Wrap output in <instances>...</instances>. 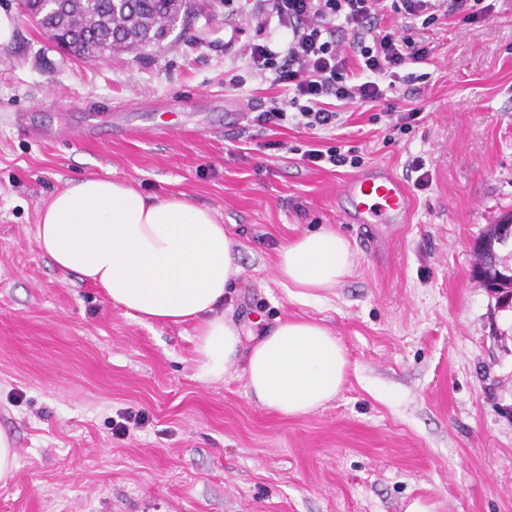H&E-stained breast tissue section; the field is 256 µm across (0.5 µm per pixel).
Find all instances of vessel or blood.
<instances>
[{
  "mask_svg": "<svg viewBox=\"0 0 512 512\" xmlns=\"http://www.w3.org/2000/svg\"><path fill=\"white\" fill-rule=\"evenodd\" d=\"M349 203L342 214L348 224L407 223L412 198L404 183L390 170L380 167L349 176L339 187Z\"/></svg>",
  "mask_w": 512,
  "mask_h": 512,
  "instance_id": "obj_1",
  "label": "vessel or blood"
}]
</instances>
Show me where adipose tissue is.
<instances>
[{
  "mask_svg": "<svg viewBox=\"0 0 512 512\" xmlns=\"http://www.w3.org/2000/svg\"><path fill=\"white\" fill-rule=\"evenodd\" d=\"M37 242L57 270L100 288L140 322L193 324L205 377L223 378L244 359L249 393L280 415L323 407L347 380L345 347L314 320L279 323L243 350L240 328L219 313L242 272L236 243L185 196L145 195L109 179L72 181L40 209ZM353 266L349 240L323 227L284 246L276 272L289 298L305 303L336 288Z\"/></svg>",
  "mask_w": 512,
  "mask_h": 512,
  "instance_id": "adipose-tissue-1",
  "label": "adipose tissue"
}]
</instances>
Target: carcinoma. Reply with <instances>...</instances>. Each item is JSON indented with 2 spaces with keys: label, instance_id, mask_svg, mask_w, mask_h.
<instances>
[{
  "label": "carcinoma",
  "instance_id": "1",
  "mask_svg": "<svg viewBox=\"0 0 512 512\" xmlns=\"http://www.w3.org/2000/svg\"><path fill=\"white\" fill-rule=\"evenodd\" d=\"M190 0H124L121 11H115L113 0H70L68 10L61 16L37 22V26L55 22L57 36L68 37L71 32L88 35L91 45L89 60L94 61L122 47L123 38H136L134 49L143 53L160 45L177 24L188 16ZM490 232L478 243L476 259L484 276L482 285L498 294V305L512 309V280L499 279V272L512 265L509 256L492 252Z\"/></svg>",
  "mask_w": 512,
  "mask_h": 512
}]
</instances>
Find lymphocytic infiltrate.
Instances as JSON below:
<instances>
[{"mask_svg": "<svg viewBox=\"0 0 512 512\" xmlns=\"http://www.w3.org/2000/svg\"><path fill=\"white\" fill-rule=\"evenodd\" d=\"M483 0H272V11L291 34L280 50L250 44L246 55L260 76L273 74L286 95L254 113L251 123L268 129L286 122L312 132L341 124L349 105L382 107L391 129L407 134L420 114L395 97L417 80L412 64H426L435 47L420 29L452 18L471 25L491 13ZM393 12L401 26L385 24Z\"/></svg>", "mask_w": 512, "mask_h": 512, "instance_id": "lymphocytic-infiltrate-1", "label": "lymphocytic infiltrate"}]
</instances>
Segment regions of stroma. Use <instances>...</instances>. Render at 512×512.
I'll use <instances>...</instances> for the list:
<instances>
[{
	"label": "stroma",
	"mask_w": 512,
	"mask_h": 512,
	"mask_svg": "<svg viewBox=\"0 0 512 512\" xmlns=\"http://www.w3.org/2000/svg\"><path fill=\"white\" fill-rule=\"evenodd\" d=\"M190 4L185 28L145 55L85 61L21 0H0L12 23L0 43V428L19 456L0 512H406L416 500L512 512V311L473 276L475 243L512 215V0L430 31L429 81L406 101L422 110L411 133L385 143L373 108H345L337 142L389 168L414 201L376 252L364 225L340 218L352 168L301 161L303 128L249 125L283 93L244 55L288 36L265 25L267 0ZM415 156L432 177L423 189L407 171ZM88 176L212 210L242 267L225 317L248 347L284 320L322 321L350 362L336 399L280 416L248 394L242 364L203 377L193 325L141 323L57 271L38 212ZM321 227L349 240L353 271L325 299L292 301L278 253ZM134 415L138 427L113 435Z\"/></svg>",
	"instance_id": "35a3bbf8"
}]
</instances>
